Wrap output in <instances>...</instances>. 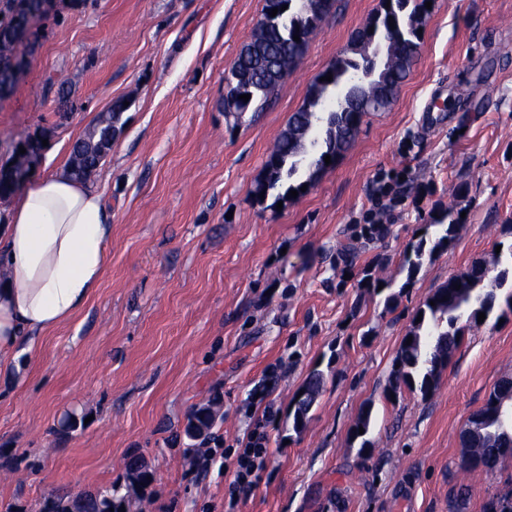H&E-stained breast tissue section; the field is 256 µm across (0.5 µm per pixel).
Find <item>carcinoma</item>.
<instances>
[{
    "label": "carcinoma",
    "mask_w": 512,
    "mask_h": 512,
    "mask_svg": "<svg viewBox=\"0 0 512 512\" xmlns=\"http://www.w3.org/2000/svg\"><path fill=\"white\" fill-rule=\"evenodd\" d=\"M25 0H0V86L14 85L12 60L16 43L7 31L20 22L21 4ZM427 0H380V9L373 20L377 22L373 34L387 43L393 64L387 70H377L368 77L355 66L349 56H338L325 72L332 74V81L313 80L303 105L293 113L288 128L275 142L265 163L263 174L255 181L252 194H270L283 190L280 199L290 196V191L312 185L329 169L324 157L331 156L336 163L354 144L363 125L364 112H323L313 107L316 95L334 97L339 86L352 78L363 85L359 103L376 101L379 110L388 108L394 101L402 83L419 53L422 24L419 20L427 13ZM287 6L275 17L267 18L264 29L253 31L241 53L247 62L239 60L232 65L227 76L231 91L236 95L249 94V101L224 104L227 115L239 114L252 108L259 112L268 104L275 89L294 69L296 52H306L307 46L294 42L293 36L309 38L323 20L339 9V0H277V6ZM394 23H389V19ZM127 109L119 99L108 111L99 116L84 137L72 147L69 162L70 174L82 182L89 181L112 147L114 123ZM458 218L448 212L424 225V233L403 255L401 269L406 279L399 291H404L420 269L432 262L435 256L452 244ZM460 289H455V285ZM512 311V250L499 255L494 265L475 263L459 275L448 278L416 310L421 321L412 322L408 335L411 344L401 342L394 369L386 388V395L398 394L405 387L427 397L436 388L443 370L460 346L464 329L478 323L483 312L491 316L501 306ZM325 383L323 371L313 369L304 381L294 402L292 430L299 433L306 425L308 415L316 403ZM216 424L212 407L195 409L188 417L185 434L197 440L192 429L210 431ZM466 465L472 471L485 474L498 470L504 458L512 457V376L499 380L484 405L468 420L461 439ZM126 470L130 479L139 485L152 482L153 474L138 455L129 457ZM471 494L470 487L460 486L451 505V512H466ZM85 512H121L125 498L114 488L98 490L83 495Z\"/></svg>",
    "instance_id": "obj_1"
}]
</instances>
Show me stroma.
<instances>
[{"instance_id": "obj_1", "label": "stroma", "mask_w": 512, "mask_h": 512, "mask_svg": "<svg viewBox=\"0 0 512 512\" xmlns=\"http://www.w3.org/2000/svg\"><path fill=\"white\" fill-rule=\"evenodd\" d=\"M263 0H86L36 21L35 50L0 100V164L43 135L32 177L68 167L73 143L114 100L121 130L91 182L112 215L102 282L36 358L0 371V512H41L60 493L119 487L130 512H225L230 470L192 469L184 427L216 404L206 440L235 444L258 395L270 455L236 512H467L512 492V459L467 476L461 432L512 375V312L467 327L429 397L385 395L417 308L448 277L512 246V0H432L422 47L391 106L307 191L256 201L254 182L313 79L351 53L380 0H341L264 111L225 117V78ZM72 110L60 117L59 87ZM400 177L388 235L358 240L377 179ZM460 214L452 245L405 285L401 259L425 224ZM383 282L370 293L364 270ZM325 384L302 432L292 400ZM371 409L366 441L350 432ZM78 424L62 429L65 414ZM154 479L131 485L128 456Z\"/></svg>"}]
</instances>
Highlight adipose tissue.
I'll list each match as a JSON object with an SVG mask.
<instances>
[{"label": "adipose tissue", "instance_id": "ef3b65f1", "mask_svg": "<svg viewBox=\"0 0 512 512\" xmlns=\"http://www.w3.org/2000/svg\"><path fill=\"white\" fill-rule=\"evenodd\" d=\"M112 215L67 172L18 190L0 227V369L71 319L99 287Z\"/></svg>", "mask_w": 512, "mask_h": 512}]
</instances>
